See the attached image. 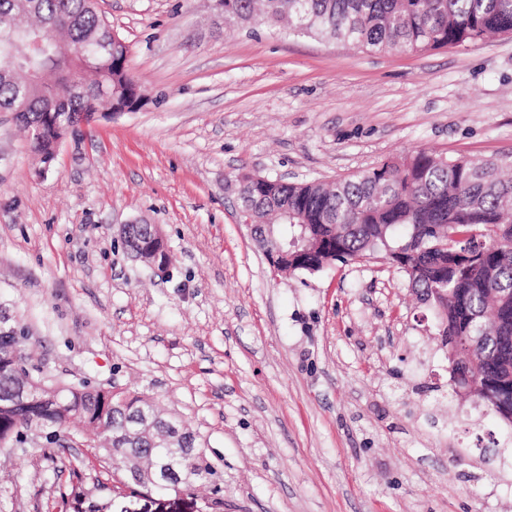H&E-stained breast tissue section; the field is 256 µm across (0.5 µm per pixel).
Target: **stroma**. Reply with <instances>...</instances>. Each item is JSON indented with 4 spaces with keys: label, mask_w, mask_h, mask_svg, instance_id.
<instances>
[{
    "label": "stroma",
    "mask_w": 512,
    "mask_h": 512,
    "mask_svg": "<svg viewBox=\"0 0 512 512\" xmlns=\"http://www.w3.org/2000/svg\"><path fill=\"white\" fill-rule=\"evenodd\" d=\"M144 100L43 164L0 112V313L44 374L161 397L224 512H512V424L450 399L433 305L379 254L273 275L240 176L333 183L419 148L512 159V35L423 54L225 28L213 0H99ZM159 225V275L113 234ZM0 451V512H71L76 444Z\"/></svg>",
    "instance_id": "35a3bbf8"
}]
</instances>
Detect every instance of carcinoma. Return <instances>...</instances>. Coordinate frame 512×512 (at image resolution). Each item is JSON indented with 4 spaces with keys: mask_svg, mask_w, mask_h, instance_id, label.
I'll return each instance as SVG.
<instances>
[{
    "mask_svg": "<svg viewBox=\"0 0 512 512\" xmlns=\"http://www.w3.org/2000/svg\"><path fill=\"white\" fill-rule=\"evenodd\" d=\"M224 24L265 26L290 34L343 40L372 52L408 53L464 46L484 36L512 35V0H222ZM21 29L13 67H0V108L15 113L39 155L51 153L54 125H66L102 108V89L117 103L141 99V85L125 64L121 45L88 64L80 54L112 33L90 0H0V18ZM302 215L274 226L276 240L292 248L297 274L319 272L328 261L382 253L408 279L420 300L444 302L441 343L456 342L455 395L469 390L492 412L512 415V174L489 160L447 157L419 149L379 163L329 187L322 182L253 184L240 206L261 224L271 205ZM19 386L23 403L6 401ZM182 420L159 400L114 391L87 380L59 383L31 363L27 336L0 328V444L28 454L32 436L41 450L71 436L87 443L105 478L89 484L72 471L67 498L83 488L94 500L114 494H174L217 484L218 472L189 428L181 459L184 480L162 487L134 481L129 469L162 461L164 449L148 434L129 435L133 414Z\"/></svg>",
    "mask_w": 512,
    "mask_h": 512,
    "instance_id": "cac0c4a2",
    "label": "carcinoma"
}]
</instances>
